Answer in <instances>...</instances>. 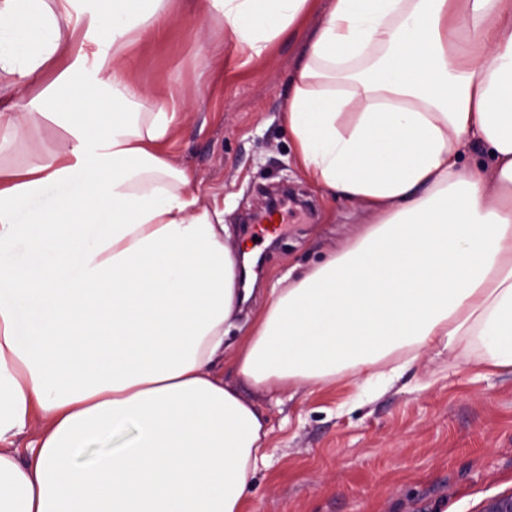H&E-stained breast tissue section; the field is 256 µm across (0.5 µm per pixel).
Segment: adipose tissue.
I'll list each match as a JSON object with an SVG mask.
<instances>
[{"label": "adipose tissue", "mask_w": 512, "mask_h": 512, "mask_svg": "<svg viewBox=\"0 0 512 512\" xmlns=\"http://www.w3.org/2000/svg\"><path fill=\"white\" fill-rule=\"evenodd\" d=\"M182 2L0 0V512H245L270 429L244 388L512 373V0H193L216 69L306 33L296 166L374 213L231 348L224 190L171 151L198 92L126 64Z\"/></svg>", "instance_id": "adipose-tissue-1"}]
</instances>
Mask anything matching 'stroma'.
<instances>
[{"instance_id":"obj_1","label":"stroma","mask_w":512,"mask_h":512,"mask_svg":"<svg viewBox=\"0 0 512 512\" xmlns=\"http://www.w3.org/2000/svg\"><path fill=\"white\" fill-rule=\"evenodd\" d=\"M196 16L134 51L128 66L156 90L181 83L202 96L185 117L173 153L205 182L223 185L231 244L260 256L256 285L268 290L294 265L322 260L371 223L355 204L329 200L294 164L280 118L300 40L275 42L254 65L232 41L224 69L207 64ZM288 186L301 206L277 241L244 242L240 231L259 192ZM355 386L258 395L268 418L269 458L252 483V512H483L512 494V375L491 374L465 356H441L357 402Z\"/></svg>"}]
</instances>
